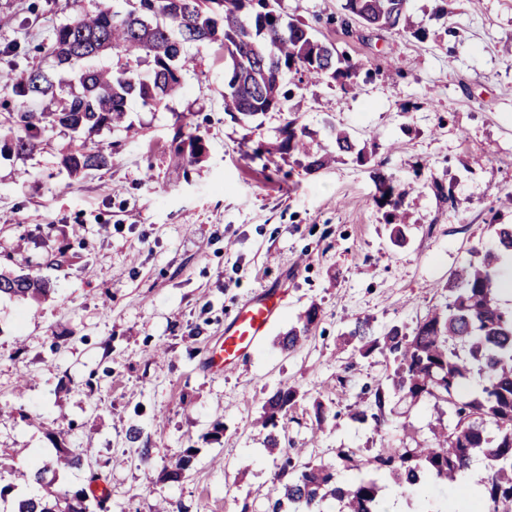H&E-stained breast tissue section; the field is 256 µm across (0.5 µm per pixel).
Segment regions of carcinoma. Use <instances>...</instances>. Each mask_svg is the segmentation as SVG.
Masks as SVG:
<instances>
[{"label":"carcinoma","mask_w":512,"mask_h":512,"mask_svg":"<svg viewBox=\"0 0 512 512\" xmlns=\"http://www.w3.org/2000/svg\"><path fill=\"white\" fill-rule=\"evenodd\" d=\"M408 0H344L336 17L343 30L357 22L377 30L419 34L407 15ZM262 13L252 0H133L124 13L109 9L82 11L76 18L54 29V65H40L17 76L0 71V95L17 101L0 125V137L11 142L17 153L30 154L49 126L73 132L98 129L118 122L130 98L146 106L157 105L181 87V72L191 58L184 44L219 43L224 52L228 80L224 87V111L255 116L282 109L284 70L306 71L317 79L354 84L361 67L337 52L336 47L317 39L301 21L285 20L275 8ZM150 59V74L138 79L126 69L109 71L87 66L78 77L79 90L65 92L55 70L74 60H94L104 52ZM61 97L56 112L28 108L46 97ZM311 134L290 119L282 140L260 145L256 155L293 153L312 172L335 160L337 154L354 152L351 135L330 126L334 150L313 149ZM205 152L204 139L192 132L177 145V153L189 163ZM68 174L101 171L112 167V151L84 141L74 144L62 160ZM413 186H399L380 179L379 204L388 208L389 224L406 223L403 203ZM494 246L473 248L471 259L451 275L443 286L445 302L433 306L411 331L394 325L374 336L366 319L353 321L348 340L359 344L366 357L379 353L395 365L388 382L370 390L371 401L351 418L384 430L385 409L391 396L417 403L429 400L451 410L448 422L438 420L432 440L424 447L395 448L381 438L378 451L366 456L360 448H343L339 457L358 476L349 484L336 481L328 468L299 460L300 450L288 452L284 418L295 405L297 393L288 387L271 392L262 405V426L268 429L266 447L280 450L282 464L276 480L282 483L268 498L264 512H282L284 503L294 512H315L328 501L342 504L346 512H382L378 499L383 480L392 481L401 494L421 502H432L435 512H475L470 501L448 500L436 493L437 484L452 485L473 460L483 456L489 474L483 481L480 500L487 512H512V309H504L496 292L502 252H512V224H495ZM45 283L35 274L0 273V295L37 299L47 294ZM319 321L317 306H310L281 337L284 350H294L307 340ZM484 375L481 389L468 398L459 390L472 373ZM92 454L90 448H59L56 466L79 469ZM194 449L187 448L169 471L178 482L189 468ZM52 505L42 496L18 502L16 512H90L89 495L83 488L68 490Z\"/></svg>","instance_id":"1"}]
</instances>
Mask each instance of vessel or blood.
<instances>
[{"label":"vessel or blood","mask_w":512,"mask_h":512,"mask_svg":"<svg viewBox=\"0 0 512 512\" xmlns=\"http://www.w3.org/2000/svg\"><path fill=\"white\" fill-rule=\"evenodd\" d=\"M280 305L274 298L250 301L224 328V341L212 350L208 364L220 370L242 361L256 348L260 337L276 319Z\"/></svg>","instance_id":"b4317fda"}]
</instances>
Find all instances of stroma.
<instances>
[{
    "label": "stroma",
    "instance_id": "obj_1",
    "mask_svg": "<svg viewBox=\"0 0 512 512\" xmlns=\"http://www.w3.org/2000/svg\"><path fill=\"white\" fill-rule=\"evenodd\" d=\"M342 2L280 0L279 9L370 69L358 85L287 72L283 109L241 121L224 110L221 50L197 43L178 96L153 108L130 101L122 126L89 135L112 151L110 170L67 175L73 138L58 125L30 155L0 140V252L12 256L0 267L24 273L28 260L66 250L39 270L48 296L0 297V482L14 496L82 488L95 473L110 512H153L161 500L173 512H263L281 460L257 419L280 386L298 393L285 426L303 461L332 467L346 484L356 473L339 449L378 447L373 427L350 415L394 366L360 356L344 334L358 318L377 336L414 328L443 303L471 247L493 245V225L512 224V210L497 206L512 192V0L475 9L409 0L416 37L327 24ZM99 7L126 4L0 0V69L45 63L54 27ZM292 115L323 146L329 125L345 127L356 152L314 172L292 156L246 157L248 146L279 139ZM183 121L206 143L194 163L174 153ZM383 176L418 183L398 230L377 204ZM268 290L283 306L257 348L227 372L210 371L225 326ZM313 304L312 337L282 350L278 336ZM317 401L334 414L320 434ZM389 406L396 446L427 441L448 411L395 398ZM134 427L142 442L130 440ZM60 445L92 449L91 466L35 481L36 465ZM189 447L185 478L168 480Z\"/></svg>",
    "mask_w": 512,
    "mask_h": 512
}]
</instances>
